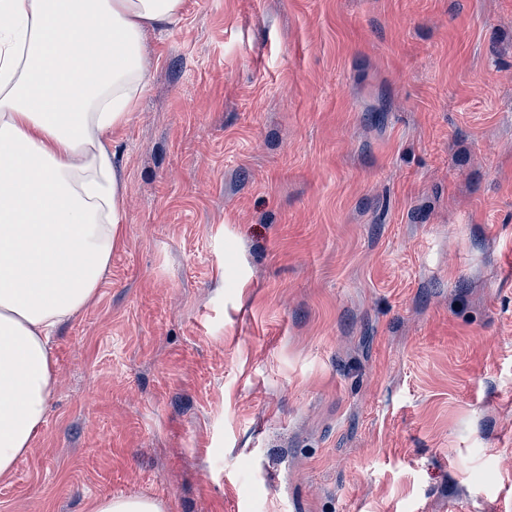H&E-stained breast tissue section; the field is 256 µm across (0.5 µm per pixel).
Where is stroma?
Masks as SVG:
<instances>
[{"label":"stroma","instance_id":"1","mask_svg":"<svg viewBox=\"0 0 512 512\" xmlns=\"http://www.w3.org/2000/svg\"><path fill=\"white\" fill-rule=\"evenodd\" d=\"M144 47L0 512H512V0H186ZM164 505L147 496H118L98 499L91 512H164Z\"/></svg>","mask_w":512,"mask_h":512}]
</instances>
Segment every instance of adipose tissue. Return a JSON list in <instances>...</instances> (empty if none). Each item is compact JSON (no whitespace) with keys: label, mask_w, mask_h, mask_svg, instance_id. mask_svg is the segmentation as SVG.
I'll list each match as a JSON object with an SVG mask.
<instances>
[{"label":"adipose tissue","mask_w":512,"mask_h":512,"mask_svg":"<svg viewBox=\"0 0 512 512\" xmlns=\"http://www.w3.org/2000/svg\"><path fill=\"white\" fill-rule=\"evenodd\" d=\"M184 0H0V479L46 420L50 334L94 302L123 239L111 133L145 88L147 30Z\"/></svg>","instance_id":"ef3b65f1"}]
</instances>
